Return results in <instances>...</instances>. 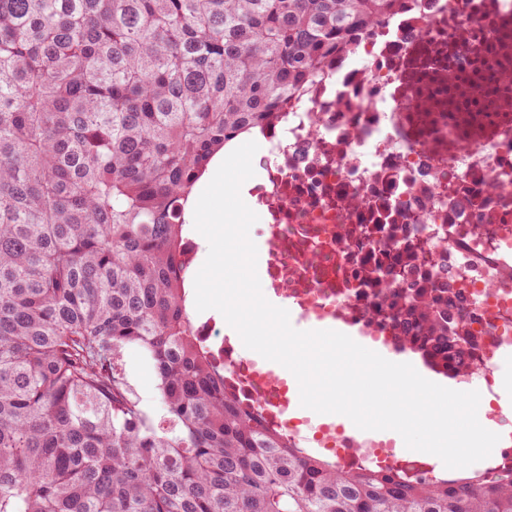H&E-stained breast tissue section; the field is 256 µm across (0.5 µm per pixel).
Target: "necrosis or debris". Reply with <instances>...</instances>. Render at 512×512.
<instances>
[{
  "mask_svg": "<svg viewBox=\"0 0 512 512\" xmlns=\"http://www.w3.org/2000/svg\"><path fill=\"white\" fill-rule=\"evenodd\" d=\"M261 141L251 196L263 292L298 320L355 328L386 346L391 328L374 315V289L358 285L361 267L406 250L424 265L445 264L481 332L475 375L482 404L494 405L499 363L512 352V0H406L360 33ZM353 195L368 206H345ZM461 195L480 210L458 207ZM391 222L420 231L375 249L349 232ZM198 332L217 341L237 393L292 441L316 444L345 467L435 479V465L392 441L278 415L290 385L220 339L215 323Z\"/></svg>",
  "mask_w": 512,
  "mask_h": 512,
  "instance_id": "necrosis-or-debris-1",
  "label": "necrosis or debris"
}]
</instances>
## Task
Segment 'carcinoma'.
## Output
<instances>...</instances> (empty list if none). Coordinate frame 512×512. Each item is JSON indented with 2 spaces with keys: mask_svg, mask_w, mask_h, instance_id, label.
I'll return each mask as SVG.
<instances>
[{
  "mask_svg": "<svg viewBox=\"0 0 512 512\" xmlns=\"http://www.w3.org/2000/svg\"><path fill=\"white\" fill-rule=\"evenodd\" d=\"M403 0H0V512H512V471L407 479L269 428L198 336L185 206ZM405 224L355 225L375 246ZM416 256L363 269L400 350L479 336ZM158 378L156 422L121 350Z\"/></svg>",
  "mask_w": 512,
  "mask_h": 512,
  "instance_id": "cac0c4a2",
  "label": "carcinoma"
}]
</instances>
